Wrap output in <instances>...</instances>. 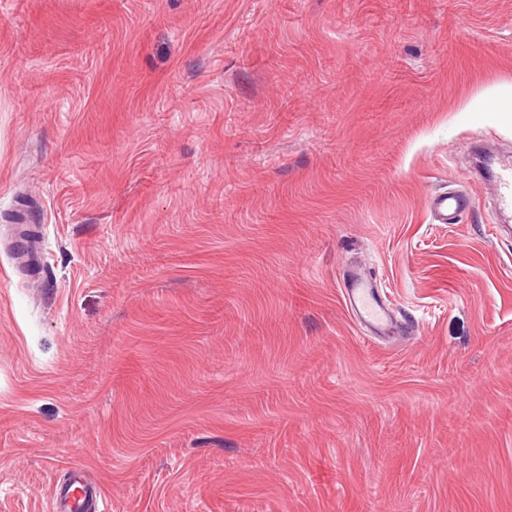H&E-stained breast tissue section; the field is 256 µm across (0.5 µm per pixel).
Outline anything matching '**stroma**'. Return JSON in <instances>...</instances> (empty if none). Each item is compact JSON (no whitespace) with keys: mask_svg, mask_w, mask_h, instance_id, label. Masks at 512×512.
I'll list each match as a JSON object with an SVG mask.
<instances>
[{"mask_svg":"<svg viewBox=\"0 0 512 512\" xmlns=\"http://www.w3.org/2000/svg\"><path fill=\"white\" fill-rule=\"evenodd\" d=\"M479 141L512 0H0V512H512ZM465 199L454 193H439L429 197L428 206L434 219L440 224H454ZM342 297L348 312L361 327L374 336H386L394 326L393 317L385 301L371 283L355 277L342 288ZM71 473L72 483L64 488L55 489L52 496L54 512H91L92 508L94 512L105 510V508L100 509V504L104 503L101 493L95 492L92 495L85 491V487L80 482L79 469L74 468ZM75 484H79L80 487L71 490ZM76 488L81 489V493H76Z\"/></svg>","mask_w":512,"mask_h":512,"instance_id":"35a3bbf8","label":"stroma"}]
</instances>
